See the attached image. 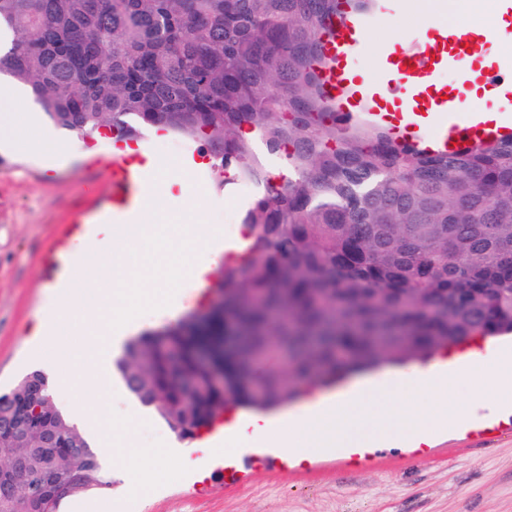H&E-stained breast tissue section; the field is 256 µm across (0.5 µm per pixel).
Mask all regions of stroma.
<instances>
[{
  "label": "stroma",
  "instance_id": "obj_1",
  "mask_svg": "<svg viewBox=\"0 0 512 512\" xmlns=\"http://www.w3.org/2000/svg\"><path fill=\"white\" fill-rule=\"evenodd\" d=\"M387 0L359 50L358 64L376 72L384 48L394 39L413 41L425 29L449 18L448 0ZM78 160L55 172L42 170L26 156L0 150V392L8 391L43 356L31 334L36 316L53 293L60 274L75 254L98 262L101 247L87 243L84 223L111 192L101 176L113 154L111 135L72 139ZM136 151L177 162L168 178L175 184L165 203L187 223L218 226L225 238H236L253 196L247 185H217L209 147L170 132L146 131L133 143ZM174 297L177 316L142 314L140 330L178 324L180 317L207 302L209 291L183 281ZM126 345L108 347L103 365L112 385L106 394L87 391L108 429L123 446L147 450L140 470L110 468L111 489L66 501L61 512H92L100 501L112 512H512V433L477 440L482 423L512 416V401L496 407L497 396L480 376L456 386L453 399L465 402L469 416L452 421L432 437L428 453L408 442L378 440L369 450L372 464L354 468L340 463L341 452L329 449L314 460L297 462L285 455L279 469L256 468L236 486L207 485L190 491L188 479L202 480L200 452L183 460L185 443L127 391L114 362Z\"/></svg>",
  "mask_w": 512,
  "mask_h": 512
}]
</instances>
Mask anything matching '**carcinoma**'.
Segmentation results:
<instances>
[{
  "label": "carcinoma",
  "instance_id": "carcinoma-1",
  "mask_svg": "<svg viewBox=\"0 0 512 512\" xmlns=\"http://www.w3.org/2000/svg\"><path fill=\"white\" fill-rule=\"evenodd\" d=\"M341 0H0V75L83 139L110 126L206 141L233 181L261 193L242 224L251 251L222 271L224 308L131 339L116 361L128 392L181 440L239 407L269 409L318 379L406 363L474 336L512 332V142L460 157L345 128L323 96V37ZM283 154L266 167L255 142ZM236 336L210 367L196 337ZM44 386L22 439L0 436V470L112 487L101 452L25 374L0 410ZM49 415L55 442L45 444ZM0 482V512H54Z\"/></svg>",
  "mask_w": 512,
  "mask_h": 512
}]
</instances>
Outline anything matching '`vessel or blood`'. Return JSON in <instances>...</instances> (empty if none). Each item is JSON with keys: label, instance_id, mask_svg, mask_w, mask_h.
<instances>
[{"label": "vessel or blood", "instance_id": "obj_1", "mask_svg": "<svg viewBox=\"0 0 512 512\" xmlns=\"http://www.w3.org/2000/svg\"><path fill=\"white\" fill-rule=\"evenodd\" d=\"M378 11L360 12L342 5L323 40L326 64L320 71L324 96L337 119L350 125L367 120L382 126L394 144L425 155H462L487 144L512 140V63H484L472 50L486 43L481 30L438 25L424 31L411 45L389 44L382 54L378 79L357 65L358 50ZM454 80H444L447 71ZM477 88L495 90L502 106H480ZM144 158L114 156L102 175L110 184L111 207L106 224H131L148 192L150 177ZM272 449H237L228 457L206 460L210 480L245 470L262 460L277 461Z\"/></svg>", "mask_w": 512, "mask_h": 512}]
</instances>
